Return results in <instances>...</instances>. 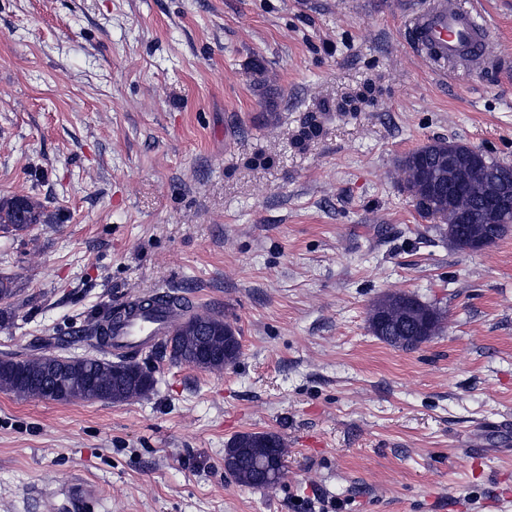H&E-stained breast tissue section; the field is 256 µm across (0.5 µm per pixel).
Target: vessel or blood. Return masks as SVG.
Segmentation results:
<instances>
[{"label":"vessel or blood","instance_id":"1","mask_svg":"<svg viewBox=\"0 0 512 512\" xmlns=\"http://www.w3.org/2000/svg\"><path fill=\"white\" fill-rule=\"evenodd\" d=\"M412 30L417 47H434L432 59L435 62L470 55L491 58L493 65L504 70L512 66V60L492 56L490 29L483 16L476 10L459 6L457 0H438L416 17ZM177 323V317L164 313L133 315L114 331L112 351L119 356H129L156 346L172 334Z\"/></svg>","mask_w":512,"mask_h":512}]
</instances>
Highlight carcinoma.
I'll list each match as a JSON object with an SVG mask.
<instances>
[{"instance_id": "carcinoma-1", "label": "carcinoma", "mask_w": 512, "mask_h": 512, "mask_svg": "<svg viewBox=\"0 0 512 512\" xmlns=\"http://www.w3.org/2000/svg\"><path fill=\"white\" fill-rule=\"evenodd\" d=\"M461 163L465 167L477 166L474 179L480 183L497 180L506 172L503 164L473 153L469 146L458 143ZM448 152V141L439 140L408 153L402 166L408 176L416 178L406 183L416 208L423 215L446 216L448 195L442 193L438 181L448 178L441 165V154ZM512 181V169L507 172ZM453 205L462 214L451 242L465 250L468 236L474 228L485 221L484 203L476 194H463L455 198ZM47 222L42 205L28 196H13L0 199V229L24 232L34 224ZM168 311L183 318L178 328L168 337L164 349L169 358L177 363L193 365V349L197 343L196 331L192 329L189 303L182 297L170 294H153L143 297L123 309H111L103 322L89 328L90 335L97 337L99 345L109 346L112 329L123 322L134 310ZM443 312L410 293H385L371 305L368 313L370 332L401 350H414L444 328ZM66 369L70 385L63 401L85 400L81 383L86 378H98L109 388L106 401L123 403L134 397H144L154 388V381L138 377L140 366L132 360L112 363L97 356L70 358L60 355H42L25 359L5 357L0 359V390L12 392L19 397L46 399L44 386L50 383V363ZM262 441H270L279 460H284L287 448L283 439L270 432H242L233 437L224 448V471L233 479L249 487H269L278 484L282 477L266 465V449L256 447Z\"/></svg>"}]
</instances>
